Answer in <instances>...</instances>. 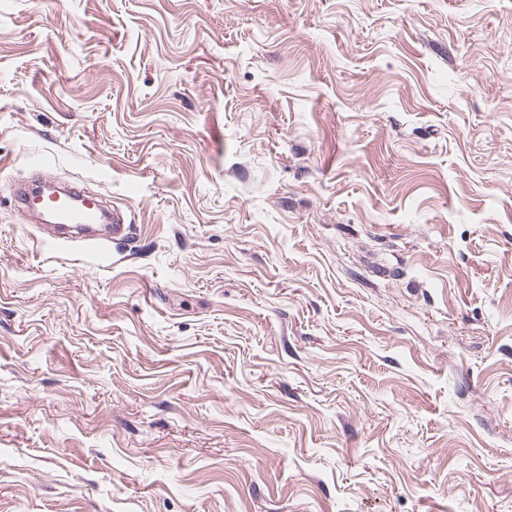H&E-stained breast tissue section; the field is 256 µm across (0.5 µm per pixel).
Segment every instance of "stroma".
<instances>
[{"label": "stroma", "instance_id": "1", "mask_svg": "<svg viewBox=\"0 0 512 512\" xmlns=\"http://www.w3.org/2000/svg\"><path fill=\"white\" fill-rule=\"evenodd\" d=\"M0 512H512V0H0ZM41 198L27 187L19 190L14 200L18 208L27 210L36 218L35 224H56L85 230L82 240L89 245L99 244L104 237H123L129 231V224H124L120 209L113 206L111 216L104 205L89 197L79 185L72 186L61 196L55 193L47 199ZM101 226L108 230L98 231Z\"/></svg>", "mask_w": 512, "mask_h": 512}]
</instances>
